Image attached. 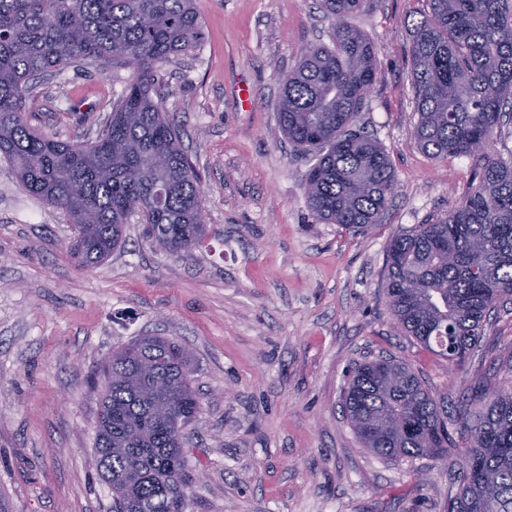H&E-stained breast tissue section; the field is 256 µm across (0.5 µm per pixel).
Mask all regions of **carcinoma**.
Returning a JSON list of instances; mask_svg holds the SVG:
<instances>
[{"label":"carcinoma","instance_id":"1","mask_svg":"<svg viewBox=\"0 0 512 512\" xmlns=\"http://www.w3.org/2000/svg\"><path fill=\"white\" fill-rule=\"evenodd\" d=\"M336 20L331 44L303 49L279 78V131L315 154L306 175L313 217L367 235L394 190L392 163L356 128L376 81L375 47L347 19L364 0H321ZM195 0H0V157L24 189L66 212L69 248L83 268L106 261L138 211L149 240L180 254L204 245L201 188L178 126L153 99L155 71L201 41ZM406 62L413 135L435 159L472 161L453 210L388 244L383 292L397 327L458 370L475 355L490 313L512 301V154L494 135L512 121V0H426L410 28ZM80 57L121 62L134 80L88 143L32 129L23 113L34 80ZM184 347L139 336L112 350L93 463L113 512H185L183 448L199 393ZM342 408L365 447L388 460L453 455L459 491L445 512H512V385L473 387L465 408L437 397L391 359L352 367Z\"/></svg>","mask_w":512,"mask_h":512}]
</instances>
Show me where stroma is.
Here are the masks:
<instances>
[{
	"label": "stroma",
	"mask_w": 512,
	"mask_h": 512,
	"mask_svg": "<svg viewBox=\"0 0 512 512\" xmlns=\"http://www.w3.org/2000/svg\"><path fill=\"white\" fill-rule=\"evenodd\" d=\"M202 44L156 73L201 183L202 248L159 251L140 214L101 265L72 259L66 213L29 195L0 159V494L12 512H112L93 465L99 390L91 375L138 336L185 346L201 394L185 448L187 512H443L457 484L441 462H394L364 448L341 411L348 368L395 357L438 393L504 381L512 303L492 314L463 369L398 330L381 288L399 230L453 210L467 158L432 159L413 137L409 29L422 0H368L352 22L376 48L377 80L359 123L395 172L367 236L315 222L305 174L277 126L279 77L336 24L320 0H197ZM134 72L74 61L34 82L28 123L95 140ZM249 87L240 103L238 87Z\"/></svg>",
	"instance_id": "obj_1"
}]
</instances>
